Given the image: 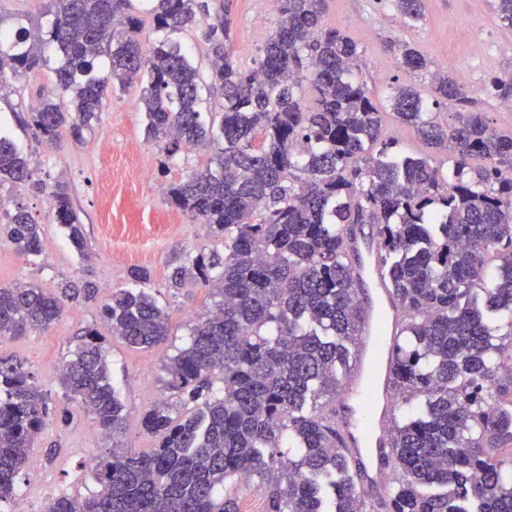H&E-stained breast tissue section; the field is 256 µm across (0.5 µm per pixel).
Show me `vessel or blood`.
<instances>
[{"instance_id": "vessel-or-blood-1", "label": "vessel or blood", "mask_w": 512, "mask_h": 512, "mask_svg": "<svg viewBox=\"0 0 512 512\" xmlns=\"http://www.w3.org/2000/svg\"><path fill=\"white\" fill-rule=\"evenodd\" d=\"M352 246L360 257L359 273L370 285L371 292L363 304L357 362L343 394L348 410L337 413L336 423L350 456L362 466L367 488L375 489L387 480L386 471L375 466L374 461L388 454L387 428L393 407L389 362L379 358L378 352L392 346L400 332L403 313L385 285L374 238L357 234ZM371 386L376 389L378 403L372 417L366 420L353 405Z\"/></svg>"}]
</instances>
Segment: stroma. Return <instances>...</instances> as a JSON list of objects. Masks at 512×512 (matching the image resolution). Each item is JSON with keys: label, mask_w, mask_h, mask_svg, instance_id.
I'll use <instances>...</instances> for the list:
<instances>
[{"label": "stroma", "mask_w": 512, "mask_h": 512, "mask_svg": "<svg viewBox=\"0 0 512 512\" xmlns=\"http://www.w3.org/2000/svg\"><path fill=\"white\" fill-rule=\"evenodd\" d=\"M424 20L404 25L393 0H330L327 22L351 36L362 51L367 88L378 104H385L391 88L412 85L429 92V76L409 73L397 64L392 46L414 45L435 68L453 76H467L468 88L478 100L490 126L512 134V112L490 94L493 78L512 77V31L501 29L493 0H426ZM232 49L239 65L249 69L275 29L278 18L268 0H232ZM55 75L47 69L14 81V90L0 100V135L9 138L27 156L34 177L46 185L66 180L71 201L85 226L91 258L83 260L69 246L57 223L47 193L28 184L0 186L11 199L43 227L42 254L33 259L0 240V283L35 282L56 287L63 279L93 280L101 298L129 287L131 267L151 272L147 286L169 313L170 336L159 347L132 350L106 338L104 347L112 383L125 406L126 429L119 442L132 453L149 452L154 437L143 431L142 415L166 397L164 365L189 341V324L211 306L207 289L187 285L169 288L167 275L174 258H189L204 244L197 223L172 206L165 194L169 184L186 179L207 161L203 152L181 151L169 157L162 142L146 133L147 120L138 109V88L107 98L93 131L81 142L63 138L61 147L47 149L31 129L19 124L16 114L40 94L52 93ZM96 304L67 303L50 329L0 342V354L27 360L50 405L65 402L60 368L87 327H103ZM91 415L73 408L69 423L48 415L19 477L21 496L42 512L62 492L86 495L94 483L81 466L108 448Z\"/></svg>", "instance_id": "stroma-1"}]
</instances>
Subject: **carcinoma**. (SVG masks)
Instances as JSON below:
<instances>
[{
	"mask_svg": "<svg viewBox=\"0 0 512 512\" xmlns=\"http://www.w3.org/2000/svg\"><path fill=\"white\" fill-rule=\"evenodd\" d=\"M407 24L424 0H395ZM329 0H274L279 23L245 70L231 50L230 0H152L147 15L163 36L144 43L133 0H50L47 30L0 28V96L18 77L50 67L58 94L17 115L42 141H80L99 121L108 89L137 84L153 140L169 156L210 152L206 165L166 188L169 202L206 226L220 246L200 249L169 269L168 287L211 289L189 344L164 366L176 398L147 410L142 426L152 452L118 450L92 458L98 491L63 493L47 512H239L234 482L265 497V512H375L356 482L336 431V396L349 374L362 322L351 250L369 224L378 260L403 312L391 349V384L415 401L388 430L395 474L379 495L380 512H512V375L498 377L500 336L512 337V135L494 131L476 99L415 46L393 44L397 64L429 71L428 98L398 86V121L432 153L412 155L383 137L384 112L361 80L353 38L328 25ZM505 29L512 0H495ZM201 28L211 57L209 89L220 111L203 120L202 77L170 35ZM109 70L94 68L100 56ZM456 106L441 124L434 109ZM483 160L479 167L469 160ZM33 183L25 157L0 136V185ZM49 199L71 247L89 258L68 184ZM3 234L20 254H42L41 225L18 207ZM496 273H488L491 259ZM133 286L101 302L112 337L134 350L166 342L169 314ZM98 301L92 281L51 291L35 282L0 284V339L45 331L65 302ZM66 401L92 415L106 437L123 433L127 415L101 333L83 332L60 373ZM49 405L34 374L0 357V512Z\"/></svg>",
	"mask_w": 512,
	"mask_h": 512,
	"instance_id": "carcinoma-1",
	"label": "carcinoma"
}]
</instances>
